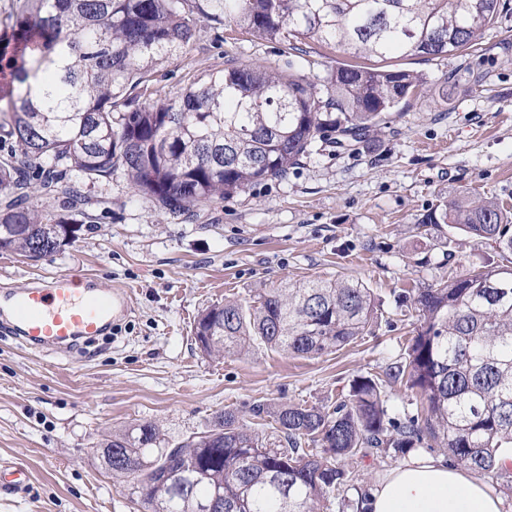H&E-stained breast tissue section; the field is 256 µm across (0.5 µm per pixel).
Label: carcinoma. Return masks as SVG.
<instances>
[{"mask_svg":"<svg viewBox=\"0 0 512 512\" xmlns=\"http://www.w3.org/2000/svg\"><path fill=\"white\" fill-rule=\"evenodd\" d=\"M195 14L293 51L311 39L357 59L447 56L481 38L499 0H19L8 65L20 84L43 73L46 89L34 103L22 88L9 104L14 146L0 160V251L38 259L74 238L66 221L28 205V166L43 168V187L75 203L67 173L100 180L120 170L137 193L176 214L287 176L329 133L340 148L366 144L385 114L421 92L409 70L355 61L330 69L321 84L291 68L230 63L173 97L143 104L129 95L153 65L193 41ZM444 224L512 253V214L493 202L442 204L419 222L436 231ZM407 305L418 325L386 377L419 395L424 416H391L383 380L361 375L333 407L254 405L260 430L222 412L171 447L156 424H135L100 443L111 474L135 480L143 512H187L185 497L216 493L222 512H325L350 481L346 460L432 441L473 474L511 484L512 468L498 456L512 448V266L413 288L399 299ZM377 319L364 283L316 278L205 308L194 340L208 356L262 345L315 358L367 335ZM189 464L184 490L172 476Z\"/></svg>","mask_w":512,"mask_h":512,"instance_id":"1","label":"carcinoma"}]
</instances>
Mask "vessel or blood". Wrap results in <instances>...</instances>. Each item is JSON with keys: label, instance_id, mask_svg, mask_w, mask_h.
Returning a JSON list of instances; mask_svg holds the SVG:
<instances>
[{"label": "vessel or blood", "instance_id": "obj_1", "mask_svg": "<svg viewBox=\"0 0 512 512\" xmlns=\"http://www.w3.org/2000/svg\"><path fill=\"white\" fill-rule=\"evenodd\" d=\"M130 310L128 292L66 272L46 280L35 278L23 288L0 293V320L8 322L16 339L55 352L71 340L103 335L117 316Z\"/></svg>", "mask_w": 512, "mask_h": 512}]
</instances>
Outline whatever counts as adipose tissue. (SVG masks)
<instances>
[{
	"instance_id": "ef3b65f1",
	"label": "adipose tissue",
	"mask_w": 512,
	"mask_h": 512,
	"mask_svg": "<svg viewBox=\"0 0 512 512\" xmlns=\"http://www.w3.org/2000/svg\"><path fill=\"white\" fill-rule=\"evenodd\" d=\"M501 506L491 479L432 456L390 470L367 502L368 512H501Z\"/></svg>"
}]
</instances>
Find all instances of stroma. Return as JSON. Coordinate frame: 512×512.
I'll return each mask as SVG.
<instances>
[{"label": "stroma", "mask_w": 512, "mask_h": 512, "mask_svg": "<svg viewBox=\"0 0 512 512\" xmlns=\"http://www.w3.org/2000/svg\"><path fill=\"white\" fill-rule=\"evenodd\" d=\"M193 43L150 72L142 100L177 95L228 61L295 70L313 80L349 55L312 41L301 52L237 27L195 19ZM423 91L389 113L353 150L315 142L287 177L233 198L170 214L139 196L123 172L78 180L85 217L70 245L37 260L0 252V287L71 272L133 295L131 313L95 344L62 355L21 346L0 329V512H140L133 487L112 477L99 444L113 431L157 423L170 443L205 431L221 412L255 428L258 402L332 406L353 377L399 360L416 326L398 307L410 288L505 257L457 229H418L449 200L489 198L512 209V0L474 46L448 56L393 54ZM345 277L373 291L381 315L370 332L316 359L259 347L209 357L193 326L207 306L255 289ZM403 457L349 460L351 480L329 512H356ZM27 470L14 494L13 467Z\"/></svg>", "instance_id": "stroma-1"}]
</instances>
